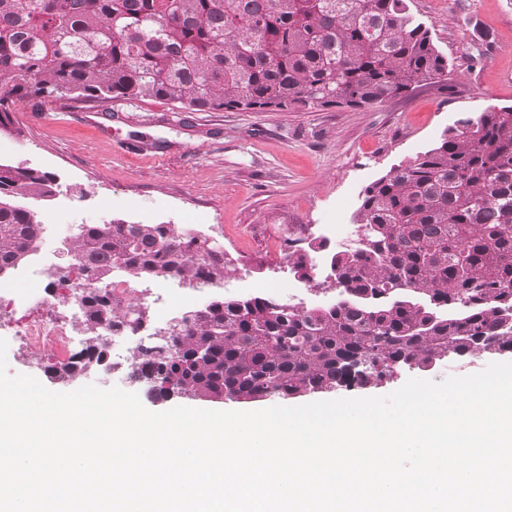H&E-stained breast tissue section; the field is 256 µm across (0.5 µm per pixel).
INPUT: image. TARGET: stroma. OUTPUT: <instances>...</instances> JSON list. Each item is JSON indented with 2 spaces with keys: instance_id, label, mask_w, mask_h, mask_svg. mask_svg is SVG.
Instances as JSON below:
<instances>
[{
  "instance_id": "stroma-1",
  "label": "stroma",
  "mask_w": 512,
  "mask_h": 512,
  "mask_svg": "<svg viewBox=\"0 0 512 512\" xmlns=\"http://www.w3.org/2000/svg\"><path fill=\"white\" fill-rule=\"evenodd\" d=\"M448 57L455 80L448 90L416 89L374 109L305 112H183L159 100L92 104L60 101L18 105V134H0V159L54 173L60 195L38 203L60 225L102 219L169 224L224 247L234 272L227 296L284 288L295 276L288 243L336 232L354 234L363 190L390 169L434 147L457 121L493 106L512 105V0H410ZM480 32L493 41L483 60L471 56ZM7 371L27 375L55 392L86 385L141 394L159 412L181 398L155 400L128 378L138 340L128 337L112 371L91 368L65 381L49 379L50 350L7 339ZM493 358L448 355L434 367L396 370L379 385L329 392L385 396L408 379L441 381L480 372Z\"/></svg>"
}]
</instances>
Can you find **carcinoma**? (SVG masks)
I'll return each mask as SVG.
<instances>
[{
    "label": "carcinoma",
    "mask_w": 512,
    "mask_h": 512,
    "mask_svg": "<svg viewBox=\"0 0 512 512\" xmlns=\"http://www.w3.org/2000/svg\"><path fill=\"white\" fill-rule=\"evenodd\" d=\"M452 70L409 0H0V129L14 106L62 98L110 106L155 99L185 112L371 108ZM56 177L0 162V274L33 251V203ZM354 246L289 241L308 287L339 295L298 307L264 294L217 297L181 317L166 352L140 346L132 375L154 399L238 403L376 385L453 353L512 354V105L465 116L430 150L365 188ZM85 333L148 311L112 309V273L196 287L230 272L224 248L169 224L83 227L72 248ZM325 253L314 280L308 258ZM104 347L51 363L52 378L102 364Z\"/></svg>",
    "instance_id": "1"
}]
</instances>
